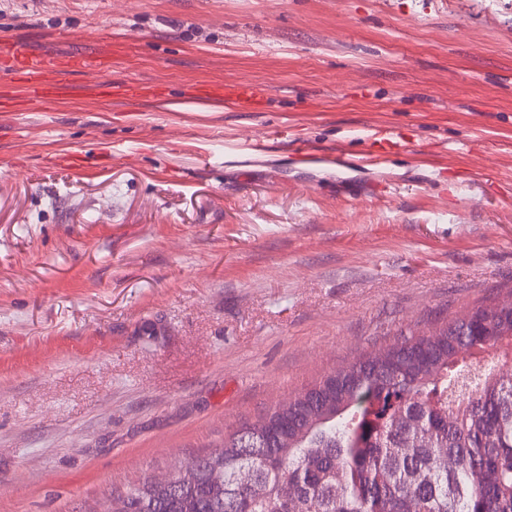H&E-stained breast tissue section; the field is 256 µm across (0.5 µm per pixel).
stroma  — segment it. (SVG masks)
I'll list each match as a JSON object with an SVG mask.
<instances>
[{
    "instance_id": "1",
    "label": "stroma",
    "mask_w": 512,
    "mask_h": 512,
    "mask_svg": "<svg viewBox=\"0 0 512 512\" xmlns=\"http://www.w3.org/2000/svg\"><path fill=\"white\" fill-rule=\"evenodd\" d=\"M2 37L167 98L0 106V512H100L512 291V0H0ZM374 129L407 144L366 165ZM266 92L267 90L263 86L256 84L228 86L199 83L188 88L187 99L191 104L206 105L216 100H222L224 97H232L243 110H253Z\"/></svg>"
}]
</instances>
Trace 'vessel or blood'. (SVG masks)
Masks as SVG:
<instances>
[{
  "instance_id": "obj_1",
  "label": "vessel or blood",
  "mask_w": 512,
  "mask_h": 512,
  "mask_svg": "<svg viewBox=\"0 0 512 512\" xmlns=\"http://www.w3.org/2000/svg\"><path fill=\"white\" fill-rule=\"evenodd\" d=\"M110 66L104 60L76 51L66 56L44 57L28 56L8 46L0 45V79H12L22 83L26 95L14 106L15 111L32 110L44 99L54 96L56 76L76 71L89 82L94 83L102 92L126 99H138L144 96L162 97L164 88L150 82L128 81L119 85L112 84L106 78ZM266 90L256 84L209 85L199 83L187 90L189 103L206 105L227 97L237 101L245 110L255 109L263 99Z\"/></svg>"
}]
</instances>
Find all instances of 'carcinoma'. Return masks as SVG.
I'll return each mask as SVG.
<instances>
[{"instance_id": "carcinoma-1", "label": "carcinoma", "mask_w": 512, "mask_h": 512, "mask_svg": "<svg viewBox=\"0 0 512 512\" xmlns=\"http://www.w3.org/2000/svg\"><path fill=\"white\" fill-rule=\"evenodd\" d=\"M512 296L403 334L224 435L168 486L105 512H512Z\"/></svg>"}]
</instances>
